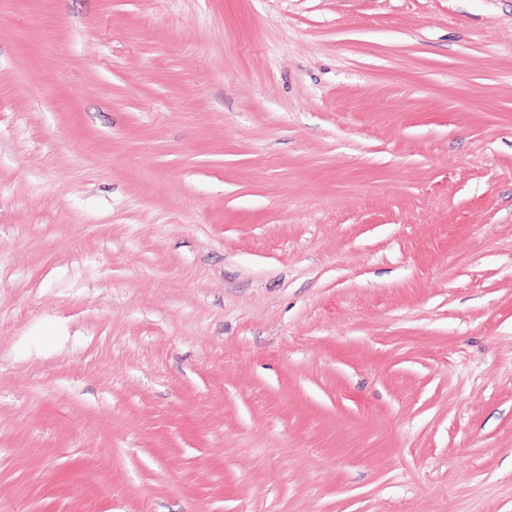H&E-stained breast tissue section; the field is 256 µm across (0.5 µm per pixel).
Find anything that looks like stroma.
Returning <instances> with one entry per match:
<instances>
[{
	"mask_svg": "<svg viewBox=\"0 0 512 512\" xmlns=\"http://www.w3.org/2000/svg\"><path fill=\"white\" fill-rule=\"evenodd\" d=\"M0 512H512V0H0Z\"/></svg>",
	"mask_w": 512,
	"mask_h": 512,
	"instance_id": "1",
	"label": "stroma"
}]
</instances>
